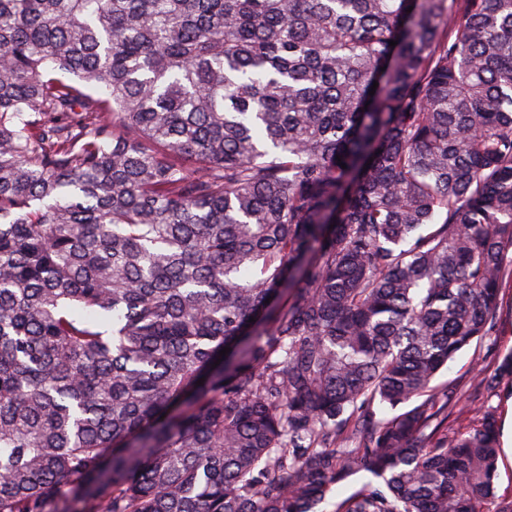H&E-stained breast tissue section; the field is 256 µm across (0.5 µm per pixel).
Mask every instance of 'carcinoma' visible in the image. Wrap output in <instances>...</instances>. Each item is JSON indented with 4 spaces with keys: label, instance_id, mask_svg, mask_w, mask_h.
<instances>
[{
    "label": "carcinoma",
    "instance_id": "carcinoma-1",
    "mask_svg": "<svg viewBox=\"0 0 512 512\" xmlns=\"http://www.w3.org/2000/svg\"><path fill=\"white\" fill-rule=\"evenodd\" d=\"M504 288L512 0H0V512H512ZM512 350V288H505L500 293L499 318L496 330L491 336L474 342L448 362L435 380V384H460L461 404L472 413L483 407H494L500 416L501 457L498 462L499 494L510 495L512 492V459L503 448V423L512 416V381L503 380L493 392L475 389L470 385V368L472 358L480 354L491 367L499 354ZM367 480L366 477H358L341 484L333 495L320 505V510L322 512H334L336 503L360 490Z\"/></svg>",
    "mask_w": 512,
    "mask_h": 512
}]
</instances>
